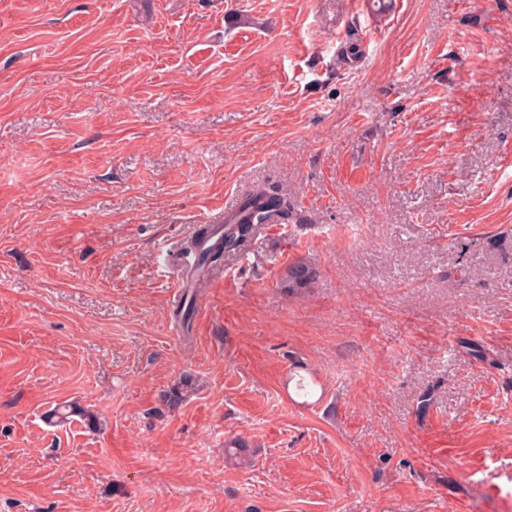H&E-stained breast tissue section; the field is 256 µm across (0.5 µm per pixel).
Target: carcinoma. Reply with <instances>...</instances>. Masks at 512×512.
Returning a JSON list of instances; mask_svg holds the SVG:
<instances>
[{
    "mask_svg": "<svg viewBox=\"0 0 512 512\" xmlns=\"http://www.w3.org/2000/svg\"><path fill=\"white\" fill-rule=\"evenodd\" d=\"M295 219L288 197L279 186L263 184L257 186L242 202L239 210L224 221V235L219 244L200 254L193 273L201 275L202 270L224 259L230 254L241 252L255 237L262 224H290ZM317 273L305 259H296L279 273L277 285L283 292L294 295L315 287ZM80 418L83 424L94 430L97 419L90 412L71 403L55 406L49 413L50 419L67 421Z\"/></svg>",
    "mask_w": 512,
    "mask_h": 512,
    "instance_id": "carcinoma-1",
    "label": "carcinoma"
}]
</instances>
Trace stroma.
I'll return each instance as SVG.
<instances>
[{
  "instance_id": "obj_1",
  "label": "stroma",
  "mask_w": 512,
  "mask_h": 512,
  "mask_svg": "<svg viewBox=\"0 0 512 512\" xmlns=\"http://www.w3.org/2000/svg\"><path fill=\"white\" fill-rule=\"evenodd\" d=\"M374 2L0 0V512H512V0ZM233 210L218 214L217 224L213 225L220 232V223L224 222V235L216 247L200 254L193 268L196 276L225 256L241 252L255 237L261 224H291L296 216L287 195L273 184L258 185L245 198L239 210L231 214L233 216H225ZM225 218L228 219L224 221ZM316 279L315 268L305 259H296L280 271L277 285L288 295H294L314 288ZM79 417L80 421L89 429L97 428V419L90 412L84 410L80 406L71 403L55 406L49 413L50 420L60 419L61 421L70 420L72 417Z\"/></svg>"
}]
</instances>
